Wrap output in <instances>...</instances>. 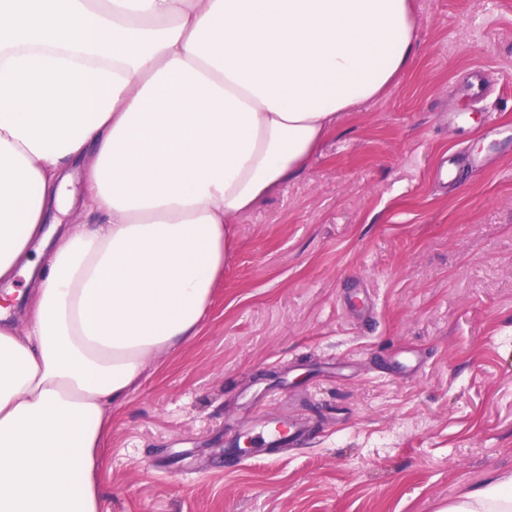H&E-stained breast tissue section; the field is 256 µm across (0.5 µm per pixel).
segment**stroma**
Returning a JSON list of instances; mask_svg holds the SVG:
<instances>
[{"label":"stroma","mask_w":512,"mask_h":512,"mask_svg":"<svg viewBox=\"0 0 512 512\" xmlns=\"http://www.w3.org/2000/svg\"><path fill=\"white\" fill-rule=\"evenodd\" d=\"M416 13L408 72L240 218L200 335L113 408L102 512H446L512 473V0ZM271 417L305 445L225 465Z\"/></svg>","instance_id":"1"}]
</instances>
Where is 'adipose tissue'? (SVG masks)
Instances as JSON below:
<instances>
[{
  "label": "adipose tissue",
  "instance_id": "adipose-tissue-1",
  "mask_svg": "<svg viewBox=\"0 0 512 512\" xmlns=\"http://www.w3.org/2000/svg\"><path fill=\"white\" fill-rule=\"evenodd\" d=\"M416 31L413 0H0V512H101L113 406ZM81 162L91 220L64 230ZM447 512H512V474Z\"/></svg>",
  "mask_w": 512,
  "mask_h": 512
}]
</instances>
